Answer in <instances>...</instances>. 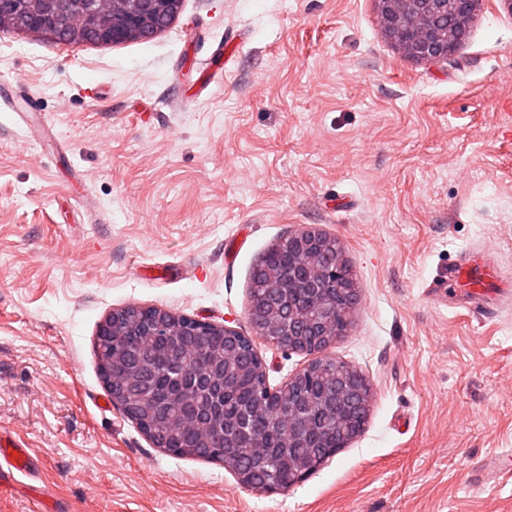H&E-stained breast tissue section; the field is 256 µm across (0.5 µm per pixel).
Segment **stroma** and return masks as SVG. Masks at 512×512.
<instances>
[{
  "mask_svg": "<svg viewBox=\"0 0 512 512\" xmlns=\"http://www.w3.org/2000/svg\"><path fill=\"white\" fill-rule=\"evenodd\" d=\"M0 425L59 512H512V302L429 294L470 248L512 276V5L481 0L448 61L407 60L375 0H183L147 40L0 30ZM338 239L358 303L331 357L373 388L364 430L288 489L153 447L95 342L156 307L252 335L254 265ZM271 386L310 361L257 340Z\"/></svg>",
  "mask_w": 512,
  "mask_h": 512,
  "instance_id": "35a3bbf8",
  "label": "stroma"
}]
</instances>
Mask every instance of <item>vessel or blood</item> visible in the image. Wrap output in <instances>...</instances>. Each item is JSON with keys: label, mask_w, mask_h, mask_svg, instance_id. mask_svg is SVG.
Listing matches in <instances>:
<instances>
[{"label": "vessel or blood", "mask_w": 512, "mask_h": 512, "mask_svg": "<svg viewBox=\"0 0 512 512\" xmlns=\"http://www.w3.org/2000/svg\"><path fill=\"white\" fill-rule=\"evenodd\" d=\"M447 288L444 301L462 308L492 306L512 297V279L501 274L489 254L478 251L461 253L449 266ZM32 475L28 443L10 428L0 425V489Z\"/></svg>", "instance_id": "obj_1"}]
</instances>
